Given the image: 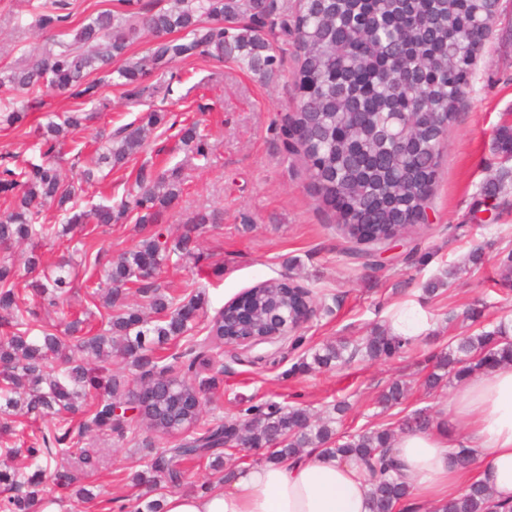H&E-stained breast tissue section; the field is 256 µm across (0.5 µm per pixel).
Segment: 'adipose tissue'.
<instances>
[{
    "instance_id": "obj_1",
    "label": "adipose tissue",
    "mask_w": 512,
    "mask_h": 512,
    "mask_svg": "<svg viewBox=\"0 0 512 512\" xmlns=\"http://www.w3.org/2000/svg\"><path fill=\"white\" fill-rule=\"evenodd\" d=\"M464 433L438 423L409 430L397 439L394 454L411 488L407 512H439L470 484L493 492V512L512 506V364L463 381L451 399ZM472 449L476 464L452 462L456 449ZM371 481L352 459L308 449L284 463H246L204 493L166 496L164 512H369Z\"/></svg>"
}]
</instances>
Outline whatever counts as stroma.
<instances>
[{"mask_svg":"<svg viewBox=\"0 0 512 512\" xmlns=\"http://www.w3.org/2000/svg\"><path fill=\"white\" fill-rule=\"evenodd\" d=\"M46 2L0 0V77L26 60L57 50L53 34L35 26ZM274 43L281 63L270 81L233 61L198 56L151 71L149 81L157 94L148 102L132 98L128 87H104L108 109L96 112L61 143L59 165L71 182L83 169H94L96 184L76 191L86 208L119 200L140 167L179 168L181 195L159 218L165 236L177 237L201 212L212 215L213 222L197 240L203 266L186 258L168 264L159 280L176 296L204 293L207 313L200 323L268 279L288 277L310 292L313 313L299 330L301 347L284 339L248 351L223 346L207 352L208 372L217 382L209 393L205 422L236 417L245 405L269 400L317 413L343 400L349 405L338 425L343 432L378 425L396 429L420 408L428 409L433 420L447 419L449 429L463 431L460 420L443 415L454 383L428 392L422 381L452 337L478 332L490 322L512 323V289L493 282L498 254L512 250V206L497 223H484L488 199L482 192L502 160L494 132L512 123V0H499L498 21L473 68L469 89L448 122L426 220L390 243L370 246L363 257L340 226L337 212L320 201L302 154L286 146L284 130L299 98L294 82L299 48L293 35L275 37ZM77 107L76 100L40 91L35 109L23 122L0 127V153L12 154L17 166H25L39 155V126L50 119L62 122ZM153 110L164 113L165 119L149 132L144 149L123 166L96 167L105 145L101 131L117 130ZM193 122L207 136V157L197 156L180 140L181 127ZM140 239L128 217L103 228L90 224L43 243L40 251L48 264L76 250L97 259L96 265L79 266L65 317L51 314L48 322L60 328L66 319L80 318L89 329H99L97 300L86 280L104 275L110 263ZM475 247L483 253V264L465 269L467 254ZM435 280L441 281V288L425 293L424 284ZM405 302L421 305L431 322L406 354L387 361L358 360L332 370H297L303 356L325 342L353 341L387 327L391 312ZM469 308L480 310L478 321L464 319ZM396 378L406 381L410 391L402 405L382 410L376 400ZM170 444V439L147 430L140 439L124 442L94 432L84 435L82 446L95 460L93 470L74 463L66 466L58 459L53 465L66 467L93 497L81 501L71 490L55 489L62 512H137L151 496L134 485L132 475Z\"/></svg>","mask_w":512,"mask_h":512,"instance_id":"35a3bbf8","label":"stroma"}]
</instances>
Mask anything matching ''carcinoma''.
I'll use <instances>...</instances> for the list:
<instances>
[{
    "label": "carcinoma",
    "mask_w": 512,
    "mask_h": 512,
    "mask_svg": "<svg viewBox=\"0 0 512 512\" xmlns=\"http://www.w3.org/2000/svg\"><path fill=\"white\" fill-rule=\"evenodd\" d=\"M114 10H104L80 25L60 50L29 61L0 79L16 91L31 93L40 88L68 93L82 102L108 103L100 90L117 81L132 88L138 99L150 98L155 88L146 83L145 64L132 62L127 54L140 27L151 30L156 42L148 63L166 69L197 55L233 60L241 68L262 77L273 73L277 62L265 31L295 32L300 47V66L295 84L300 91L297 110L285 135H294L319 196L329 206L339 203V219L358 245H377L393 240L406 230L409 218L424 211L436 181L440 148L448 117L467 92L477 53L497 19L492 0H300L292 20L284 18L277 0H175L174 8L140 13V0H115ZM65 0H51L38 16L36 26L64 35L69 15L62 13ZM420 112H431L424 121ZM89 114L75 110L63 124L53 120L41 126L39 160L17 171L0 162V196L9 210L0 216V250L11 252L27 241V271L41 270L27 283L37 308H24L16 287L20 269L10 260L0 262V400L5 408L19 409L33 420L56 421L54 430L41 435L40 447L24 449L26 464L13 472L0 471V512H42L56 501L52 486L76 483L67 471H52L49 460L65 452L73 440L68 415L86 397L97 401L90 421L79 426L78 435L96 429L117 441L135 439L137 425L125 416V377L112 373V360L120 358L140 371L139 384L167 394L193 391L202 399L197 411L173 409L170 400L155 401L160 420L143 414L150 431L177 437L173 447L153 457L135 480L153 490L162 484L181 486L186 459H214L222 467V454L239 445L270 450L267 460L285 462L306 448H320L340 458H351L372 475L370 512H395L410 496L398 463L392 455L395 434L389 428L370 427L347 435L338 434L334 414L346 409L333 405V413L315 417L303 406H283L270 401L243 409L242 427L216 422L200 426L206 393L216 377H204L197 361L205 350L224 343V311L208 324V334L191 348L159 364L154 344L174 341L192 329L203 311L200 297L176 301L158 279L143 277L145 269L159 272L172 258L195 256L196 233L212 216L199 213L185 233L173 242L161 240L159 230L124 253L106 271L96 293L105 295L115 309L104 328L82 335V321L66 325L64 335L76 338L81 357L60 358L63 340L40 324L39 310H64L72 282V265L62 261L50 270L40 269L38 242L57 237L55 225L40 224L42 208L61 212L63 230L85 224H110L135 214L139 229L155 226L161 213L181 193L179 170L155 175L144 169L136 189L125 198L90 209L72 203L74 191L55 159L62 126L79 128ZM164 120L154 111L106 135L115 140L96 164L123 165L144 145L146 127ZM181 141L205 158V134L198 124L180 129ZM503 159H512V125L496 131ZM512 184V168L500 166L494 181L484 187L498 197ZM498 283L512 285V251L496 260ZM131 284L150 299L157 319L124 303L122 287ZM296 296L278 279L261 282L254 292V321L239 330L241 336H261L267 331L270 310H291ZM408 338L378 330L362 341L328 342L297 364L300 370L332 369L357 356L369 360L393 358L411 347ZM512 363V330L504 322L481 328L475 334L455 336L448 351L437 357L423 386L433 390L451 377L460 380L478 370ZM408 387L396 380L380 393L377 404L388 409L406 398ZM121 409L115 417L113 412ZM430 416L424 409L402 423L404 429H426ZM491 490L475 484L448 500L444 512H488Z\"/></svg>",
    "instance_id": "carcinoma-1"
}]
</instances>
